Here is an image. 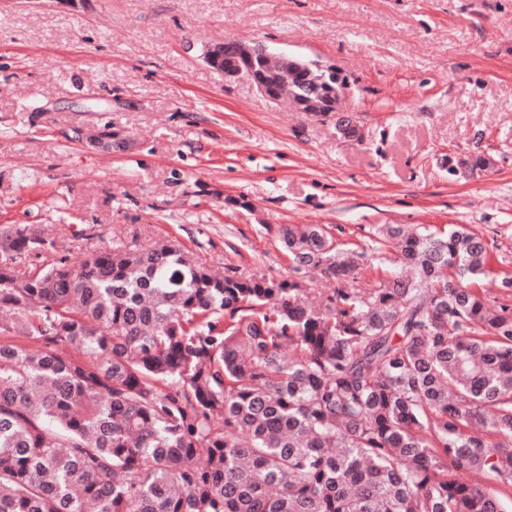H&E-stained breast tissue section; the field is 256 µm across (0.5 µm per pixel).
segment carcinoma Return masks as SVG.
I'll use <instances>...</instances> for the list:
<instances>
[{"label":"carcinoma","mask_w":512,"mask_h":512,"mask_svg":"<svg viewBox=\"0 0 512 512\" xmlns=\"http://www.w3.org/2000/svg\"><path fill=\"white\" fill-rule=\"evenodd\" d=\"M208 66L324 120L348 87L238 41ZM377 233L410 275L366 288L361 253L281 229L317 296L171 241L19 276L41 242L1 232L0 512H512V306L479 286L512 277L463 227Z\"/></svg>","instance_id":"carcinoma-1"}]
</instances>
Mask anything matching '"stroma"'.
Instances as JSON below:
<instances>
[{
	"label": "stroma",
	"mask_w": 512,
	"mask_h": 512,
	"mask_svg": "<svg viewBox=\"0 0 512 512\" xmlns=\"http://www.w3.org/2000/svg\"><path fill=\"white\" fill-rule=\"evenodd\" d=\"M229 39L335 65L363 141L210 69ZM463 152L490 167L451 172ZM287 224L362 252L369 287L380 224L464 227L512 275V0H0V231L44 241L19 272L169 238L283 279Z\"/></svg>",
	"instance_id": "1"
}]
</instances>
